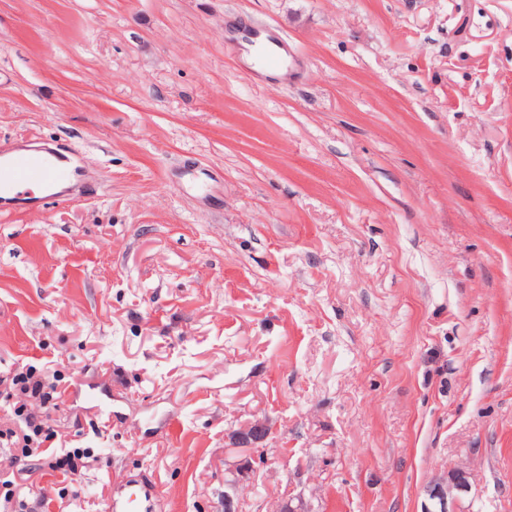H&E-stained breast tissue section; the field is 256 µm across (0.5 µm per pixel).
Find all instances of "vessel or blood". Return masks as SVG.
Wrapping results in <instances>:
<instances>
[{"instance_id": "1", "label": "vessel or blood", "mask_w": 512, "mask_h": 512, "mask_svg": "<svg viewBox=\"0 0 512 512\" xmlns=\"http://www.w3.org/2000/svg\"><path fill=\"white\" fill-rule=\"evenodd\" d=\"M236 47L243 53L261 48V65L269 73H287L288 56L280 40L263 28L237 33ZM80 173L67 150L36 144L23 149L0 148V211H6L9 196L18 188H35L37 201L47 204L61 199L63 192L76 188ZM158 490L148 479H129L114 485L108 512H155Z\"/></svg>"}]
</instances>
